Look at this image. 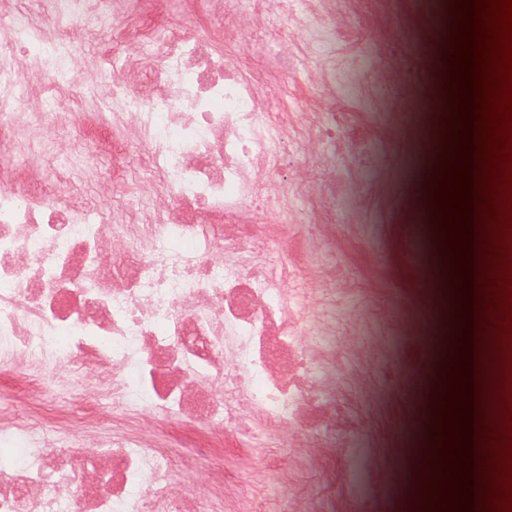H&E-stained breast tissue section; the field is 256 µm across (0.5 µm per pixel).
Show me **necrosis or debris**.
Here are the masks:
<instances>
[{
	"instance_id": "1",
	"label": "necrosis or debris",
	"mask_w": 512,
	"mask_h": 512,
	"mask_svg": "<svg viewBox=\"0 0 512 512\" xmlns=\"http://www.w3.org/2000/svg\"><path fill=\"white\" fill-rule=\"evenodd\" d=\"M394 2L186 0L154 23L135 0H38L34 19L0 9V154L80 152L99 189L89 206L68 182L48 195L36 170L0 163V364L16 369L0 440L27 449L0 469V512H264L231 453L252 458L255 482L281 483L285 512H387L423 491L446 512L440 471L423 490L387 479L347 366L395 337L437 345L447 318L414 226L391 234L433 326L364 260L373 205L395 201L366 169L405 133L437 136L387 109L418 82L405 18L368 40ZM115 24L130 52L105 76L80 45ZM263 39L278 64L247 73L235 47ZM103 81L107 112L52 92ZM281 81L303 90L289 112L268 108ZM130 143L151 175L115 212L99 159ZM357 300L384 326L352 317ZM256 427L272 438L258 456L244 438ZM304 466L329 493L295 489Z\"/></svg>"
}]
</instances>
